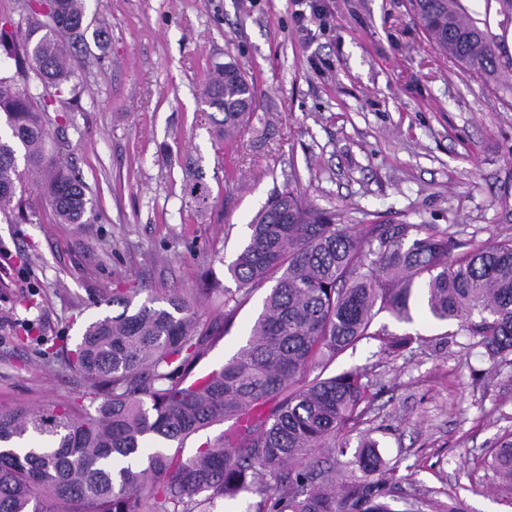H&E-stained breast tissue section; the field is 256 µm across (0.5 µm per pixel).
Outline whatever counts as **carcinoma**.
Returning <instances> with one entry per match:
<instances>
[{"label": "carcinoma", "instance_id": "cac0c4a2", "mask_svg": "<svg viewBox=\"0 0 512 512\" xmlns=\"http://www.w3.org/2000/svg\"><path fill=\"white\" fill-rule=\"evenodd\" d=\"M434 47L474 72H492L487 34L457 0H413ZM22 41L0 27L13 61L0 74V216L26 221L29 179L63 224H88L89 199L74 169L50 146L53 101L30 86L61 90L69 47L107 45L89 30L86 0H17ZM212 136L234 149L254 111L253 86L235 62L214 65L201 96ZM185 203L210 205L200 170L185 171ZM249 240L227 265L242 286L272 283L245 343L224 365L197 368L248 299L224 291V311L202 314L196 297L116 291L122 311L90 322L58 352L79 376L71 399L33 410L0 409V512H215L256 495L251 512H398L394 477L379 442L362 437L352 456L343 432L366 414L364 374L325 375L329 364L382 335L375 316L411 319L421 294L430 315L452 322L494 363L512 366V239L466 246L448 229L336 223L291 183L268 197ZM226 421L224 434L181 452L193 435ZM512 484V433L490 450Z\"/></svg>", "mask_w": 512, "mask_h": 512}]
</instances>
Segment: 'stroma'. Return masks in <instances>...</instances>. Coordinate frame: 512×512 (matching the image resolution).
I'll return each instance as SVG.
<instances>
[{"label":"stroma","instance_id":"obj_1","mask_svg":"<svg viewBox=\"0 0 512 512\" xmlns=\"http://www.w3.org/2000/svg\"><path fill=\"white\" fill-rule=\"evenodd\" d=\"M458 3L489 36L492 74L440 55L411 0H86L108 50L73 47L54 104L67 117L50 133L96 216L59 223L42 198L29 221L0 220V408L75 396L76 376L35 339L76 342L110 313L112 291H197L206 311L222 310L238 289L226 265L289 175L340 224L374 214L472 244L512 237V10ZM230 59L253 84L255 110L237 150L219 156L200 93ZM194 160L213 198L202 213L182 199ZM266 293L252 292L201 368L244 343ZM412 315L375 319L411 337L405 351L365 341L328 368L367 373L370 408L349 444L379 441L396 469L397 512H432L451 496L468 512H512V490L486 462L512 431V366L422 307Z\"/></svg>","mask_w":512,"mask_h":512}]
</instances>
